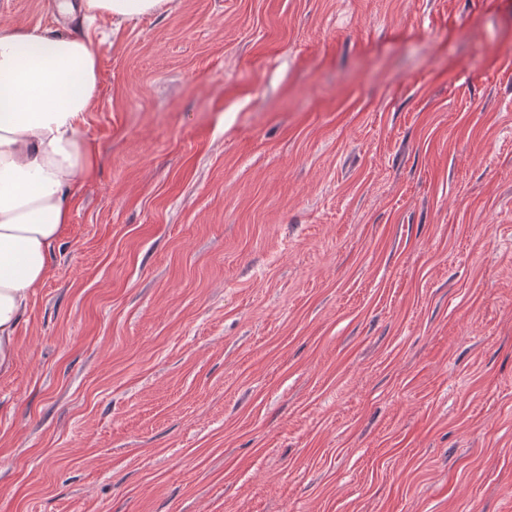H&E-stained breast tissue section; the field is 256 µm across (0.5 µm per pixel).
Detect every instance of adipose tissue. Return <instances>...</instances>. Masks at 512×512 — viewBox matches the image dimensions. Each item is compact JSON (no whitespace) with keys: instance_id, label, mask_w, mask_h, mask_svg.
<instances>
[{"instance_id":"obj_1","label":"adipose tissue","mask_w":512,"mask_h":512,"mask_svg":"<svg viewBox=\"0 0 512 512\" xmlns=\"http://www.w3.org/2000/svg\"><path fill=\"white\" fill-rule=\"evenodd\" d=\"M167 0H59L62 16L121 25ZM100 93L88 37L19 27L0 35V373L14 359L22 316L68 224L91 165L82 131Z\"/></svg>"}]
</instances>
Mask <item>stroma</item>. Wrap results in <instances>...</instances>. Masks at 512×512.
Returning a JSON list of instances; mask_svg holds the SVG:
<instances>
[{
	"mask_svg": "<svg viewBox=\"0 0 512 512\" xmlns=\"http://www.w3.org/2000/svg\"><path fill=\"white\" fill-rule=\"evenodd\" d=\"M94 151L0 375V512H512V0L85 26Z\"/></svg>",
	"mask_w": 512,
	"mask_h": 512,
	"instance_id": "35a3bbf8",
	"label": "stroma"
}]
</instances>
